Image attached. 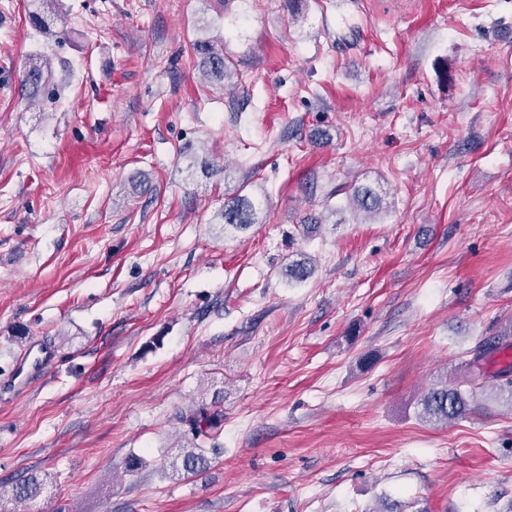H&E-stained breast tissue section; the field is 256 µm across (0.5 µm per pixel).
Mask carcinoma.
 Returning <instances> with one entry per match:
<instances>
[{
    "label": "carcinoma",
    "mask_w": 512,
    "mask_h": 512,
    "mask_svg": "<svg viewBox=\"0 0 512 512\" xmlns=\"http://www.w3.org/2000/svg\"><path fill=\"white\" fill-rule=\"evenodd\" d=\"M56 0H31L29 19L40 33L48 38H59L60 32L54 30V17L50 6ZM193 54L199 58V67L203 76L211 81L224 84L232 75L231 62L224 58V47L212 40H196L192 43ZM53 78L50 59L39 54L27 62L20 77L21 90L30 98H36L45 91ZM348 205L357 213L372 217L383 211V197L369 184L355 185L347 192ZM218 223L224 229L247 230L258 223V204L253 197L237 193L224 198V208L217 213ZM314 272L311 259L305 257L289 264L284 269L288 283H300L309 279ZM512 349V319L501 324L495 335L479 347L473 358L459 367L465 376L470 393H464L457 386L448 385L444 377L432 385L418 402V417L429 423H448L466 416L472 411L474 397L485 386L487 374L482 363L496 355ZM489 376L498 380L499 390L508 394L512 402V363L498 369ZM181 423L192 435L190 447L182 455L178 471L183 475H199L209 467L211 459L205 449L197 443L201 437L214 440L220 434L224 422L223 412L201 405L195 410L180 416ZM44 490V484L35 476H30L10 489H0V499L10 497L26 502L38 498Z\"/></svg>",
    "instance_id": "carcinoma-1"
}]
</instances>
